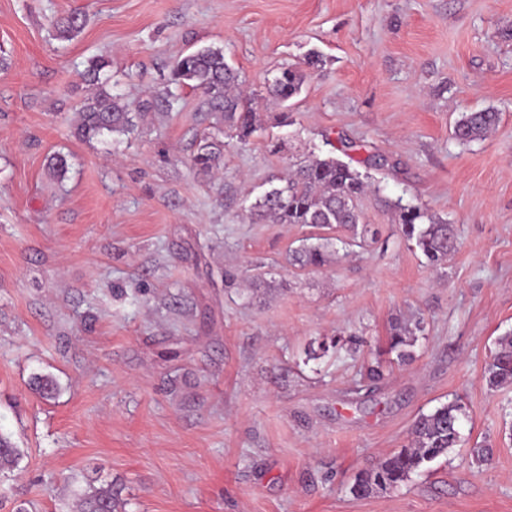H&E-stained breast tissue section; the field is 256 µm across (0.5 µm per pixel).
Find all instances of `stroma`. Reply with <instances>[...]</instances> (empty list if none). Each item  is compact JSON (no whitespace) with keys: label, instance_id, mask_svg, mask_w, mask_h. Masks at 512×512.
<instances>
[{"label":"stroma","instance_id":"obj_1","mask_svg":"<svg viewBox=\"0 0 512 512\" xmlns=\"http://www.w3.org/2000/svg\"><path fill=\"white\" fill-rule=\"evenodd\" d=\"M74 10L83 29L58 39ZM204 46L241 74L248 143L196 120L200 91L166 97ZM95 55L144 118L87 142ZM288 66L306 78L287 109L269 87ZM487 108L490 136L455 139L461 113ZM205 142L221 153L208 175L190 163ZM371 154L385 163L364 170L362 242L249 211L300 159ZM397 199L454 225L447 264L407 240ZM322 235L324 266L289 264ZM403 321L422 326L413 361L370 382ZM508 333L512 0H0V432L23 452L0 512H73L91 483L120 488L121 512H512V387L484 377ZM456 395L462 446L399 489L351 494ZM477 442L493 449L481 466Z\"/></svg>","mask_w":512,"mask_h":512}]
</instances>
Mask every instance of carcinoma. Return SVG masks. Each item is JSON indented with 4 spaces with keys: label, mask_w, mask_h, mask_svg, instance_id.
<instances>
[{
    "label": "carcinoma",
    "mask_w": 512,
    "mask_h": 512,
    "mask_svg": "<svg viewBox=\"0 0 512 512\" xmlns=\"http://www.w3.org/2000/svg\"><path fill=\"white\" fill-rule=\"evenodd\" d=\"M85 22L82 13H71L56 21L63 37L78 33ZM108 59L90 61L86 76L97 87V93L84 100L78 112L77 133L84 140L103 136H122L133 132L134 115L128 104L112 94L107 85L105 69ZM305 81L304 72L284 69L276 77L271 93L287 102L297 96ZM240 74L224 60V51L201 48L180 57L172 72V83L199 90L204 95V115L217 124H227L240 142L248 141L257 131L256 114L247 106L239 92ZM499 123V113L492 110L463 112L454 126L456 139L471 142L485 138ZM193 166L210 170L219 156L205 145L192 158ZM367 185L351 163L335 157H313L294 165L280 185L266 191L254 204L258 216L279 224H308L313 227L339 226L356 230L363 223L360 200ZM398 211L407 240L415 242L432 266H442L456 249L453 225L430 215L427 210L404 205L402 199L391 203ZM331 239L315 245H302L291 250L290 262L301 268H319L328 260ZM420 324L391 325L388 352L396 354L398 363L413 358L411 347L416 342ZM486 379L492 388L512 386V334L498 338L486 368ZM36 390L44 399H53L59 392L57 381L48 375L34 377ZM463 412L458 400L442 403L421 413L412 426L407 446L399 448L376 465L359 471L350 487L356 497H369L394 490L411 480L427 464L448 457L461 443L459 422ZM22 453L10 437L0 433V472L17 466ZM120 500L112 485H91L81 497V512H119Z\"/></svg>",
    "instance_id": "cac0c4a2"
}]
</instances>
